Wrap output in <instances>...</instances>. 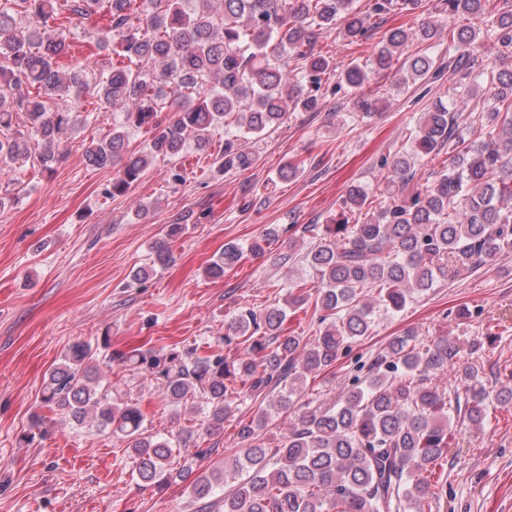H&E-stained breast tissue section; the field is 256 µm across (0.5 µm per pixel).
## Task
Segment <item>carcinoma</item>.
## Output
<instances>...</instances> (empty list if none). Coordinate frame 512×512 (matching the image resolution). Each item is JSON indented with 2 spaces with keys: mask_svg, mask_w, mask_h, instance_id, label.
I'll list each match as a JSON object with an SVG mask.
<instances>
[{
  "mask_svg": "<svg viewBox=\"0 0 512 512\" xmlns=\"http://www.w3.org/2000/svg\"><path fill=\"white\" fill-rule=\"evenodd\" d=\"M105 2L109 26L92 32L98 49H111L105 65L89 57L64 69V43L47 32L58 0H3L0 3V129L14 116L25 129L0 139V176L32 157L44 168L56 161L62 136L74 127L69 97H93L107 112H118L112 131L84 147L86 166L112 169L106 194H129L156 158L179 156L186 136L205 150L212 132L224 128L218 169L245 171L258 157L247 144L258 140L293 112L319 110L323 77L354 93L362 117L375 114L376 100L364 92L367 65L337 70L332 56L315 51L325 31L356 43L370 37V20L413 11L423 0H70L66 19L83 22ZM448 14L475 16L484 28L459 25L448 31V62L428 54L425 43L438 34L428 20L414 30L401 26L382 34L371 60L392 68L405 57L396 86L448 75V101L436 100L410 130L411 150L384 156L387 170L381 205L356 217L368 201L364 186L352 184L339 211L325 224H311L316 244L303 256L309 278L292 284L289 305L312 302L320 313L316 336L307 339L284 328L278 308L242 309L226 324L220 341L238 340L244 352L218 350L133 351L118 358L126 371L153 379L171 406H198L206 414L203 434L224 431L237 402L261 400L276 412L294 411L288 432L270 446L259 439L267 412L240 426L242 444L232 468L193 476L175 470L177 448L168 438L147 433L138 404L112 389L95 364L92 347L69 346L44 380L41 402L81 425L90 422L126 444L139 480L165 486L178 479L207 512H431L445 486L431 480L448 454V395L430 382L459 353L446 337L428 343L413 330L390 339L373 359L358 356L349 382L330 405L298 404L310 376L333 370L352 345L372 333L376 311L398 312L415 294L440 280L496 261L512 252V68L477 71L485 42L512 57V0H444ZM414 53L404 55L408 46ZM28 92H23V89ZM486 99L476 127L461 120L458 103ZM170 113L167 120L160 119ZM151 132L148 147L131 151L128 131ZM454 155L432 182L419 183L414 157ZM183 227L171 224L165 240L152 246L154 263L172 259L168 241ZM279 238L272 227L248 250L262 255ZM244 251L224 247L206 268L222 278ZM475 366L458 370L473 428L486 417L489 393L473 384ZM237 385L236 397L230 386ZM238 477L224 499L210 500L227 477Z\"/></svg>",
  "mask_w": 512,
  "mask_h": 512,
  "instance_id": "cac0c4a2",
  "label": "carcinoma"
}]
</instances>
